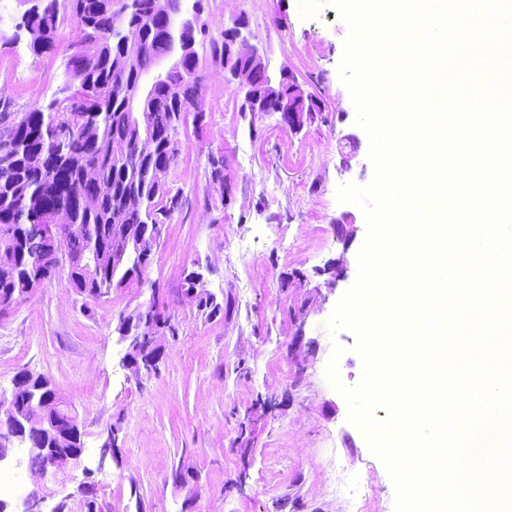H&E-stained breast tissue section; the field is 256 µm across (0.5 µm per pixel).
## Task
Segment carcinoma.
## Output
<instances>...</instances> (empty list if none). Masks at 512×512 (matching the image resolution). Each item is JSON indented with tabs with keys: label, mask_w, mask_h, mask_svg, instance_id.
Wrapping results in <instances>:
<instances>
[{
	"label": "carcinoma",
	"mask_w": 512,
	"mask_h": 512,
	"mask_svg": "<svg viewBox=\"0 0 512 512\" xmlns=\"http://www.w3.org/2000/svg\"><path fill=\"white\" fill-rule=\"evenodd\" d=\"M137 2L138 12L128 23L141 55L129 68L120 65L124 44L111 37L112 22L121 13V0H40V6L25 16L31 47L38 55L55 49L66 16L83 17V53L70 56L68 61V73L79 88L55 100L54 111L21 114L0 100V233L11 235L14 241L13 272L0 276V312L61 273L45 260L44 212L64 208L71 214V223L80 228L62 245L69 258L92 253L102 256L89 276L79 268H67V281L75 292L98 301L146 272L162 225L182 205L169 176L179 154L177 129L186 119L181 104L200 91L199 76L173 70L154 83L142 107L154 113L155 132L151 148L139 149V131L122 122L126 91L140 81L155 58L168 52L169 23H141L138 13L149 12L151 0ZM199 35L201 41L208 42L213 63L228 69L244 68V61L224 52V37L210 35L203 23ZM96 185L104 187L98 203L91 208L80 206L79 191ZM129 194L142 201V207L124 212V223L139 236V245L125 264L114 266L112 250L123 245V236L113 228L112 208ZM182 294L207 317L224 311L214 295L193 288L188 277ZM151 313L164 331L178 336L175 324L161 311L157 290L119 321L140 322ZM17 378L23 386L15 395L20 416L30 390L36 388L48 398L55 394L50 380L42 374L23 371Z\"/></svg>",
	"instance_id": "1"
}]
</instances>
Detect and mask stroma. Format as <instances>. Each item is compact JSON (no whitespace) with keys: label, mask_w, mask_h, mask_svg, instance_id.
Returning <instances> with one entry per match:
<instances>
[{"label":"stroma","mask_w":512,"mask_h":512,"mask_svg":"<svg viewBox=\"0 0 512 512\" xmlns=\"http://www.w3.org/2000/svg\"><path fill=\"white\" fill-rule=\"evenodd\" d=\"M203 5L216 36L246 16L271 79L291 72L320 110L297 131L279 113L241 111V93L198 47L205 120L179 128L170 181L182 207L162 228L144 284L91 303L62 273L0 312V391L20 372L45 375L83 432L81 467L65 486L48 487L43 508L63 501L78 512L79 488L91 483L103 512H395L394 482L326 372L336 364L353 387L363 369L355 332L327 327L357 279L367 237L361 208L337 192L375 174L342 80L348 26L332 0ZM30 6L0 0V100L16 112L59 98L81 37L65 23L56 52L35 54L24 26ZM219 153L223 196L208 162ZM196 269L223 314L202 317L183 298ZM155 288L179 334L166 340L158 371L137 376L120 364L127 345L115 327ZM114 424L117 448L105 458ZM178 467L188 473L181 484L172 480Z\"/></svg>","instance_id":"35a3bbf8"}]
</instances>
